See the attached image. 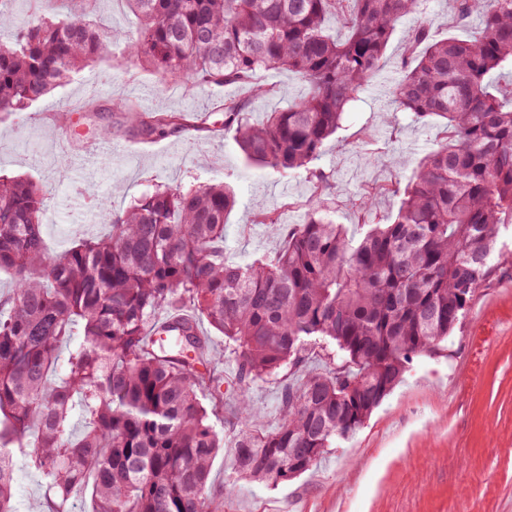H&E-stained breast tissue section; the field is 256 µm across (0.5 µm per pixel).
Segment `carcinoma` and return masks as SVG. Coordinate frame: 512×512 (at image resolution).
I'll return each instance as SVG.
<instances>
[{"label":"carcinoma","mask_w":512,"mask_h":512,"mask_svg":"<svg viewBox=\"0 0 512 512\" xmlns=\"http://www.w3.org/2000/svg\"><path fill=\"white\" fill-rule=\"evenodd\" d=\"M0 0V118L110 56L112 37L76 0H38L18 21ZM137 25L125 55L162 84L193 88L260 83L286 71L304 96L249 118L245 102H224L246 165L316 183L319 197L298 222L262 211L284 246L240 263L224 253L236 204L224 182L187 189L160 185L108 217L111 233L52 256L41 214L45 192L29 178L0 175V273L13 281L0 302V512H16L21 457L46 488L48 512H69L92 487V512H224L210 483L212 461L233 449L236 474L276 488L355 435L402 381L407 365L440 349L491 276L512 231V0H448L457 23L481 25L470 39L432 35L422 23L391 86L396 112L439 120L443 136L405 186L383 224L357 233L336 222L328 176L315 168L345 112L377 76L387 45L427 0H126ZM334 18L345 34L328 33ZM8 31V38L2 32ZM131 112L142 137L188 133L182 112ZM193 311L165 345L148 339L164 311ZM205 320L236 360L234 419L224 435L223 381L197 331ZM69 344L66 361L58 348ZM335 345L344 362L284 387L277 428L258 426L253 383L287 379L305 357ZM87 429L70 428L74 409Z\"/></svg>","instance_id":"1"}]
</instances>
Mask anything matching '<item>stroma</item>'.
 Segmentation results:
<instances>
[{
	"label": "stroma",
	"mask_w": 512,
	"mask_h": 512,
	"mask_svg": "<svg viewBox=\"0 0 512 512\" xmlns=\"http://www.w3.org/2000/svg\"><path fill=\"white\" fill-rule=\"evenodd\" d=\"M89 9L99 27L111 31L112 65L86 68L71 82L43 96L29 111L0 121V172L33 178L46 193L42 223L50 253L79 237L109 233L104 215L125 210L158 185L189 187L226 182L235 191L224 250L238 262L275 254L278 231L257 223L260 210L281 211L296 222L314 194L303 178L283 179L248 167L233 134L221 132L216 99H238L241 88L192 89L177 82L158 85L146 68L121 55L136 22L125 0H93ZM419 17L405 19L393 34L386 63L376 81L346 112L341 128L317 166L330 180L336 220L356 230L395 213L399 199L383 185L406 182L410 164L440 140L439 127H421L400 112L392 122L389 89L404 55V39ZM276 95L249 103L253 121L287 106L304 88L285 72L264 74ZM136 102L142 109L182 111L214 128L196 144L170 137L148 142L124 112L81 113L89 98ZM110 129L107 141L95 130ZM67 155L68 172L57 167ZM379 188L372 212L352 204L357 194ZM213 489L226 512H512V263L499 262L477 289L461 324L434 354L410 362L403 383L375 409L352 438L330 449L312 469L275 488L237 479L231 453L211 467ZM17 512H46L40 477L16 464Z\"/></svg>",
	"instance_id": "1"
}]
</instances>
